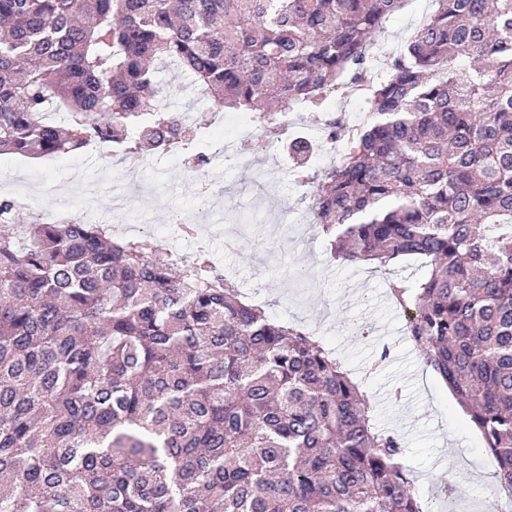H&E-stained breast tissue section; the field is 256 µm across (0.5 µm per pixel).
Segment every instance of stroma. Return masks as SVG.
<instances>
[{"label": "stroma", "mask_w": 512, "mask_h": 512, "mask_svg": "<svg viewBox=\"0 0 512 512\" xmlns=\"http://www.w3.org/2000/svg\"><path fill=\"white\" fill-rule=\"evenodd\" d=\"M434 0H404L367 51L382 67L435 10ZM318 114L288 115V135L318 143L308 167H330L343 141L326 139ZM297 162L281 142L211 160L214 220L198 224V203L174 153L128 167L87 150L30 159L0 154V198L15 201L16 220L34 213L100 224L147 226L153 243L170 251L183 230L197 227L212 261L249 302L271 318L305 326L362 386L375 427L402 436L400 462L429 498L434 476L460 490L463 512H512V493L497 488L484 439L471 426L405 333L404 311L388 292L390 280L419 279L424 270L407 259L386 267L333 258L326 236L311 221V189L297 183Z\"/></svg>", "instance_id": "stroma-1"}]
</instances>
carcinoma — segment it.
I'll return each mask as SVG.
<instances>
[{
  "label": "carcinoma",
  "instance_id": "1",
  "mask_svg": "<svg viewBox=\"0 0 512 512\" xmlns=\"http://www.w3.org/2000/svg\"><path fill=\"white\" fill-rule=\"evenodd\" d=\"M438 9L370 86L335 165L294 176L344 262L427 271L389 293L512 492V0ZM403 0H0V152L169 150L167 61L272 134L359 82ZM64 123L47 118L48 108ZM367 398L208 254L53 221L0 233V512H426Z\"/></svg>",
  "mask_w": 512,
  "mask_h": 512
}]
</instances>
